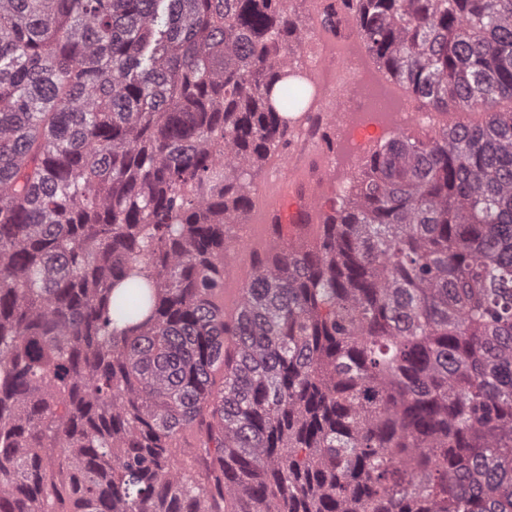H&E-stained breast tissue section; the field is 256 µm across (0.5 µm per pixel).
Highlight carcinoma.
I'll return each mask as SVG.
<instances>
[{"mask_svg":"<svg viewBox=\"0 0 512 512\" xmlns=\"http://www.w3.org/2000/svg\"><path fill=\"white\" fill-rule=\"evenodd\" d=\"M285 0H0V512H512V0H325L398 86L322 234L214 298L314 86Z\"/></svg>","mask_w":512,"mask_h":512,"instance_id":"1","label":"carcinoma"}]
</instances>
